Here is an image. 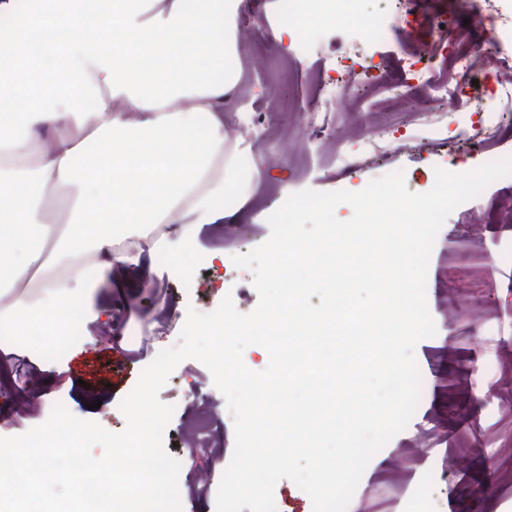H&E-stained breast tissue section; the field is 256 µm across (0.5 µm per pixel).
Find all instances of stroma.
Here are the masks:
<instances>
[{
	"label": "stroma",
	"instance_id": "stroma-1",
	"mask_svg": "<svg viewBox=\"0 0 512 512\" xmlns=\"http://www.w3.org/2000/svg\"><path fill=\"white\" fill-rule=\"evenodd\" d=\"M340 7L345 25L316 26L315 48L303 54L282 50L272 39L281 0H245L240 15L249 20L254 39L243 86L249 111L225 113L224 135L240 161L264 170L263 180L218 200V207L239 210L236 223L202 224L193 237L177 242V255L194 268L191 288L145 255L133 268L135 288L96 291L95 314L82 317L80 339L61 355L38 354L20 341L0 348L22 369L16 383L0 387V428L23 434L62 404L108 431H123L121 401L153 352L177 344L189 310L212 312L227 296L240 312L256 307L251 272L224 267L216 255L228 245L249 251L263 243L270 233L268 215L283 194L357 192L389 167L402 171L410 192L424 193L432 188L437 167L465 174L481 166L480 153L460 137L468 114L449 106L439 113L433 135L396 124L383 148V164L351 177L340 175L332 155L358 150L372 123H386L388 113H329L330 135L314 141L296 136L297 127L309 121L306 112L252 124L253 112L296 93L294 85L266 79L265 68L273 62H288L303 80L312 66H326L325 52L339 44L384 67L404 55L410 45L405 29H394L378 43L361 23L365 15L382 13L384 0H342ZM204 255L210 262L202 266L197 259ZM426 304L436 333L415 348L422 377L419 405L406 429L373 455L347 512H512V175L492 182L444 222L429 259ZM158 397L174 408L168 452L181 464L182 512H216L219 481L234 447L233 422L222 416L223 395L208 369L187 359ZM206 411L222 419L210 432L212 445L188 452L199 437L195 423ZM453 457L467 460L468 474L450 466Z\"/></svg>",
	"mask_w": 512,
	"mask_h": 512
}]
</instances>
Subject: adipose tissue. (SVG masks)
Wrapping results in <instances>:
<instances>
[{"instance_id":"obj_1","label":"adipose tissue","mask_w":512,"mask_h":512,"mask_svg":"<svg viewBox=\"0 0 512 512\" xmlns=\"http://www.w3.org/2000/svg\"><path fill=\"white\" fill-rule=\"evenodd\" d=\"M241 3L0 0V330L49 325L141 252L235 221L217 201L243 186L224 139Z\"/></svg>"}]
</instances>
